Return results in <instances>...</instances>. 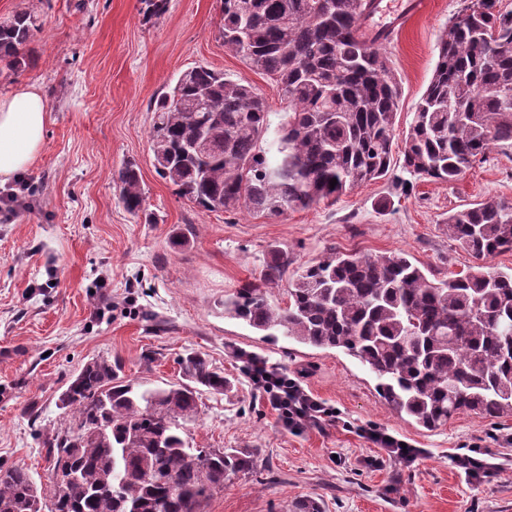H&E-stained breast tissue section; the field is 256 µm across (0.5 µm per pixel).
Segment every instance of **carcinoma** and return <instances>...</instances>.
Here are the masks:
<instances>
[{
	"label": "carcinoma",
	"mask_w": 512,
	"mask_h": 512,
	"mask_svg": "<svg viewBox=\"0 0 512 512\" xmlns=\"http://www.w3.org/2000/svg\"><path fill=\"white\" fill-rule=\"evenodd\" d=\"M375 2L222 0L224 45L275 81L286 119L271 127L251 85L188 69L153 108L158 176L204 211L274 217L386 177L402 90L370 20ZM497 3L461 0L449 21L401 149L407 173L451 184L491 146H512V104L495 94L512 89V11ZM40 29L36 16L15 14L0 28V63L26 67ZM113 181L126 209L140 211L136 168ZM444 224L476 259L512 251L511 201L473 204ZM290 265L288 252L273 251L257 278L224 297V316L356 358L386 404L426 429L462 411L512 417V274L476 265L428 276L402 250H331L291 274ZM284 280L282 306L272 289ZM179 366L181 380L164 387L125 378L107 358L82 368L60 396L72 423L55 438L81 482L53 484V512H204L226 480L253 470L251 450L192 448L183 438L200 388L222 394L226 379L202 353ZM33 490L44 498L27 469L7 470L0 512H27Z\"/></svg>",
	"instance_id": "cac0c4a2"
}]
</instances>
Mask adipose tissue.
Wrapping results in <instances>:
<instances>
[{
	"label": "adipose tissue",
	"instance_id": "obj_1",
	"mask_svg": "<svg viewBox=\"0 0 512 512\" xmlns=\"http://www.w3.org/2000/svg\"><path fill=\"white\" fill-rule=\"evenodd\" d=\"M50 120L36 85L20 84L0 95V184L21 177L37 160Z\"/></svg>",
	"mask_w": 512,
	"mask_h": 512
}]
</instances>
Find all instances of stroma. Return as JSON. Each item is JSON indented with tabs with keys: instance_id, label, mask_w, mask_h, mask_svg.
<instances>
[{
	"instance_id": "1",
	"label": "stroma",
	"mask_w": 512,
	"mask_h": 512,
	"mask_svg": "<svg viewBox=\"0 0 512 512\" xmlns=\"http://www.w3.org/2000/svg\"><path fill=\"white\" fill-rule=\"evenodd\" d=\"M0 0V18L38 16L34 63L0 65V93L40 87L50 122L25 174L30 208L0 211V469L26 467L51 488L48 440L69 425L58 398L89 361H121L128 378L164 385L179 378V356L201 352L223 369L224 394L201 393L187 427L194 448H250L253 472L225 481L207 512H512V417L471 412L433 430L396 414L356 359L284 336L268 339L225 317L222 302L261 270L272 250L300 267L329 250L372 257L410 253L455 274L475 260L443 224L449 211L487 199L512 201V147H492L453 184L402 178L354 187L333 202L272 217L208 212L177 195L153 165L149 135L157 96L182 71L206 66L252 85L273 121L285 116L280 91L224 45L221 0ZM385 54L402 86L399 132L413 121L460 0H428ZM136 165L144 190L138 213L119 199L112 175ZM184 245L171 246L176 235ZM299 380L335 407L338 420L299 433L283 430L251 385L241 353ZM377 425L422 448L404 467L357 432ZM480 445L491 473L467 480L453 457Z\"/></svg>"
}]
</instances>
